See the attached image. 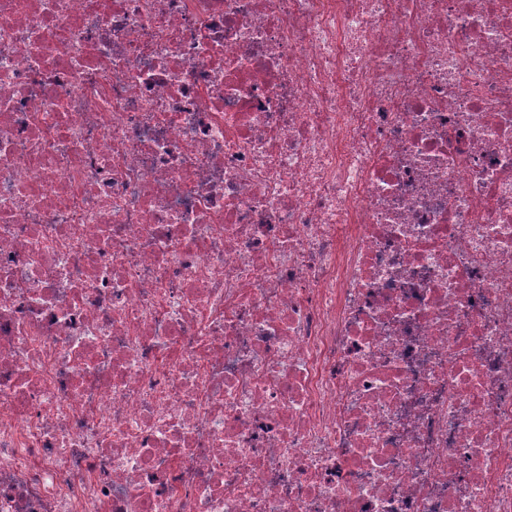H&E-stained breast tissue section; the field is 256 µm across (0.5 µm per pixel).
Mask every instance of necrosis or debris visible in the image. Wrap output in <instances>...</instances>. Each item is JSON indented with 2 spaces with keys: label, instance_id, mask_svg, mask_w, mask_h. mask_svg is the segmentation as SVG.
<instances>
[{
  "label": "necrosis or debris",
  "instance_id": "1",
  "mask_svg": "<svg viewBox=\"0 0 512 512\" xmlns=\"http://www.w3.org/2000/svg\"><path fill=\"white\" fill-rule=\"evenodd\" d=\"M0 512H512V0H0Z\"/></svg>",
  "mask_w": 512,
  "mask_h": 512
}]
</instances>
